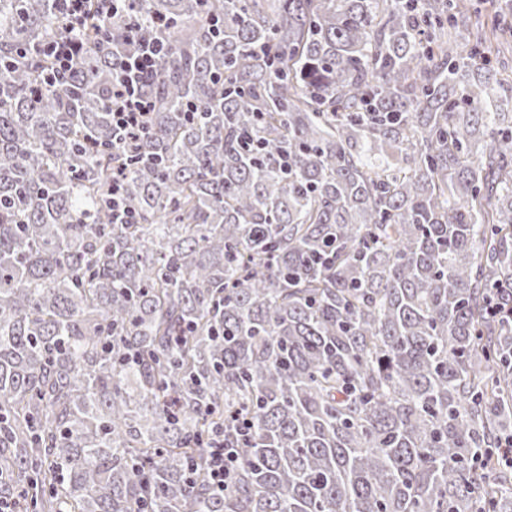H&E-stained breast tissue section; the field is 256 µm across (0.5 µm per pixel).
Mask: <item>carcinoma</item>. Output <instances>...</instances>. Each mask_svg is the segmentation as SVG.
Returning <instances> with one entry per match:
<instances>
[{"label": "carcinoma", "instance_id": "carcinoma-1", "mask_svg": "<svg viewBox=\"0 0 512 512\" xmlns=\"http://www.w3.org/2000/svg\"><path fill=\"white\" fill-rule=\"evenodd\" d=\"M0 0V497L512 512V33L457 0ZM150 33L147 132L112 66ZM133 220L112 221V172ZM251 426L224 493L207 451ZM60 29L70 34L83 24L85 17V0H63L58 13ZM134 53L121 59L112 75V132L117 142L132 144L141 137L150 111V103L141 94L145 81L156 72L165 51L158 37L138 39ZM43 53L50 59L52 74H66L75 63V52L72 41L66 37L54 40L44 46Z\"/></svg>", "mask_w": 512, "mask_h": 512}]
</instances>
